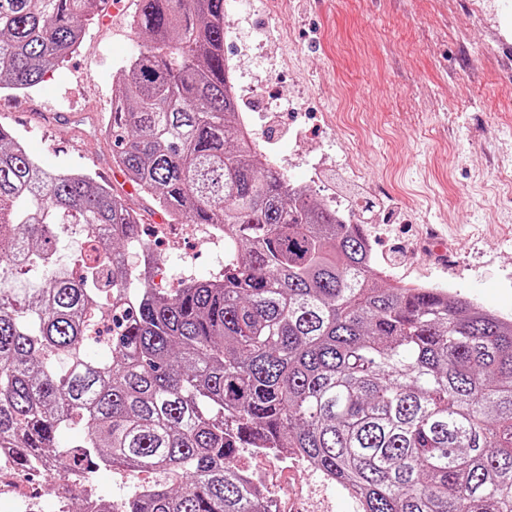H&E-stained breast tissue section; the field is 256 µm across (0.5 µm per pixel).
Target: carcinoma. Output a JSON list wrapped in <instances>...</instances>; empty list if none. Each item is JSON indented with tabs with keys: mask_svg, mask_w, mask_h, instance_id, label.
Instances as JSON below:
<instances>
[{
	"mask_svg": "<svg viewBox=\"0 0 512 512\" xmlns=\"http://www.w3.org/2000/svg\"><path fill=\"white\" fill-rule=\"evenodd\" d=\"M101 2L0 0V86L59 69ZM224 24V0H140L101 131L168 223L224 227L214 279L153 285L121 196L0 127V448L52 465L62 512L99 467L174 476L99 512H269L240 448L298 449L363 512H512V317L384 281L363 225L260 163ZM73 232L98 248L61 258Z\"/></svg>",
	"mask_w": 512,
	"mask_h": 512,
	"instance_id": "carcinoma-1",
	"label": "carcinoma"
}]
</instances>
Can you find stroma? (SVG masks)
Returning a JSON list of instances; mask_svg holds the SVG:
<instances>
[{"label": "stroma", "mask_w": 512, "mask_h": 512, "mask_svg": "<svg viewBox=\"0 0 512 512\" xmlns=\"http://www.w3.org/2000/svg\"><path fill=\"white\" fill-rule=\"evenodd\" d=\"M224 51L240 111L289 183L318 176L362 205L377 265L512 316V0H224ZM138 0H104L79 48L24 95L0 92V125L49 169L92 173L140 216L170 276L209 279L224 244L155 238L164 217L117 176L98 129L112 81L142 37ZM305 61L292 82L289 61ZM339 111V124L324 113ZM361 169L350 178L342 148Z\"/></svg>", "instance_id": "35a3bbf8"}]
</instances>
